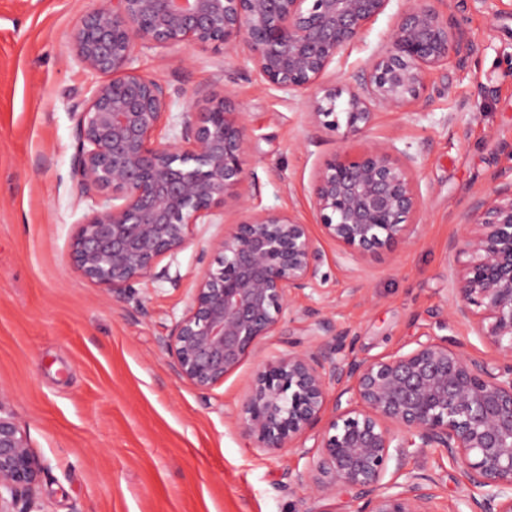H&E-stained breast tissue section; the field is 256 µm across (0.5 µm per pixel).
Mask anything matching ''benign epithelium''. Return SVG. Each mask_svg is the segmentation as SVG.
Wrapping results in <instances>:
<instances>
[{
	"instance_id": "7a95c632",
	"label": "benign epithelium",
	"mask_w": 512,
	"mask_h": 512,
	"mask_svg": "<svg viewBox=\"0 0 512 512\" xmlns=\"http://www.w3.org/2000/svg\"><path fill=\"white\" fill-rule=\"evenodd\" d=\"M391 0H103L74 33L89 70L112 79L94 87L73 112L72 157L81 196L96 210L71 243L74 267L122 293L156 277L191 227L228 198L244 211L203 251L190 302L162 346L175 374L201 394L224 382L263 341L306 315L312 340L260 360L238 420L256 448L307 456L302 439L317 427L318 454L304 475L309 497L343 490L354 512H436L432 478L403 470L410 448H442L478 495L469 512H512V184L480 200L461 239L453 317L467 322L500 360L495 368L448 337L430 336L408 351L365 360L327 317L304 315L293 295L323 278V253L308 225L280 211L256 212L240 193L248 178L247 128L229 93L199 88L182 113L179 135L163 134L172 94L132 67L140 43L192 50L243 49L270 85L294 95L322 83L331 64L362 41ZM444 0L402 10L384 49L349 92L344 116L337 93L308 98L310 118L362 134L373 108L401 109L425 90V76L470 50ZM388 142L355 156L335 155L318 171L312 199L338 257L357 263L412 241L410 220L422 204L410 169ZM119 200L121 204L110 205ZM46 464L0 399V512H36Z\"/></svg>"
}]
</instances>
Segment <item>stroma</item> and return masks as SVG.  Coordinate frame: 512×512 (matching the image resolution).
I'll return each mask as SVG.
<instances>
[{"label":"stroma","instance_id":"35a3bbf8","mask_svg":"<svg viewBox=\"0 0 512 512\" xmlns=\"http://www.w3.org/2000/svg\"><path fill=\"white\" fill-rule=\"evenodd\" d=\"M101 0H0V400L48 468L37 489L45 512H293L306 495L308 461L259 452L237 421L256 361L246 358L209 402L168 364L159 339L186 308L200 267L241 211L235 199L211 223L193 225L169 275L114 297L71 259L79 224L96 209L71 174L72 106L103 82L85 68L74 30ZM390 0L348 58L322 85L357 86L384 46ZM473 50L427 74V89L401 110L376 108L370 128L350 135L313 123L307 97L268 85L242 51L137 46L134 66L173 90L181 114L197 88L228 89L248 130L251 173L241 192L253 209L308 224L324 254L325 280L297 294V311H319L375 359L438 335L471 355L491 352L452 318L457 269L450 245L474 204L512 183V0H446ZM375 141L415 158L423 206L413 241L354 264L336 261L311 199L325 160ZM405 467L434 477L440 512L468 491L444 449L414 448Z\"/></svg>","mask_w":512,"mask_h":512}]
</instances>
